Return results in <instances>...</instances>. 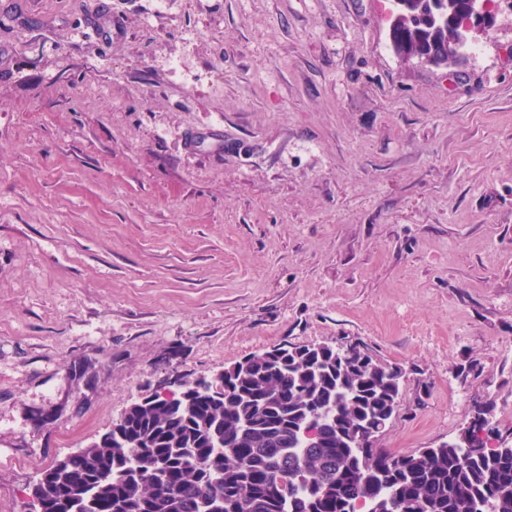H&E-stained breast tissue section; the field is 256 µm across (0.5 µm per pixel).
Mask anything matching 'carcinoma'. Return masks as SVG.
Here are the masks:
<instances>
[{
	"label": "carcinoma",
	"mask_w": 512,
	"mask_h": 512,
	"mask_svg": "<svg viewBox=\"0 0 512 512\" xmlns=\"http://www.w3.org/2000/svg\"><path fill=\"white\" fill-rule=\"evenodd\" d=\"M472 0H392L390 38L439 64L468 42ZM224 370L221 393L155 395L58 478L46 512H512V445L480 407L459 440L374 448L403 370L357 346L279 347Z\"/></svg>",
	"instance_id": "cac0c4a2"
}]
</instances>
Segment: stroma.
I'll use <instances>...</instances> for the list:
<instances>
[{
    "mask_svg": "<svg viewBox=\"0 0 512 512\" xmlns=\"http://www.w3.org/2000/svg\"><path fill=\"white\" fill-rule=\"evenodd\" d=\"M0 0V512L137 398L279 344L402 367L375 445L512 443V0ZM493 0H392L393 23L390 38L406 60L432 57L436 63L451 64L468 42L462 30L464 20L470 35H489L496 27ZM473 2L470 11L471 3Z\"/></svg>",
    "mask_w": 512,
    "mask_h": 512,
    "instance_id": "35a3bbf8",
    "label": "stroma"
}]
</instances>
